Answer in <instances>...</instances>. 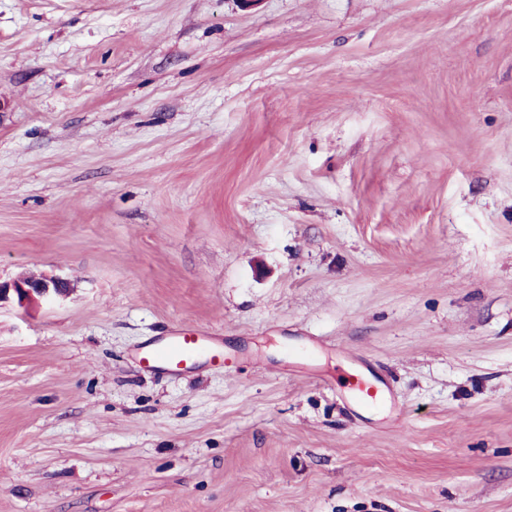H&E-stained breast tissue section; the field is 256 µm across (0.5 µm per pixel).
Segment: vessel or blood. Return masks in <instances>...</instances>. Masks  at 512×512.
Masks as SVG:
<instances>
[{
    "instance_id": "1",
    "label": "vessel or blood",
    "mask_w": 512,
    "mask_h": 512,
    "mask_svg": "<svg viewBox=\"0 0 512 512\" xmlns=\"http://www.w3.org/2000/svg\"><path fill=\"white\" fill-rule=\"evenodd\" d=\"M141 366L148 370L164 369L172 374L195 366L199 359L210 364L223 363L224 352L210 337L195 329H175L168 336L141 349ZM349 397L356 403L370 407L381 403L385 397L382 389L374 385L362 372L349 370L343 376Z\"/></svg>"
}]
</instances>
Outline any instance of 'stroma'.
<instances>
[{"label": "stroma", "instance_id": "1", "mask_svg": "<svg viewBox=\"0 0 512 512\" xmlns=\"http://www.w3.org/2000/svg\"><path fill=\"white\" fill-rule=\"evenodd\" d=\"M28 272L0 512H512V0H0ZM67 283L59 279L30 278L19 282L1 283L0 282V302L8 299L13 291L18 299H28L33 296L52 297L65 293ZM212 364H224V351L197 329H174L168 336L141 349L138 358L147 370L162 368L177 374L195 366L201 357ZM349 397L356 403L370 407L382 403L385 393L374 385L362 372L349 370L343 376Z\"/></svg>", "mask_w": 512, "mask_h": 512}]
</instances>
